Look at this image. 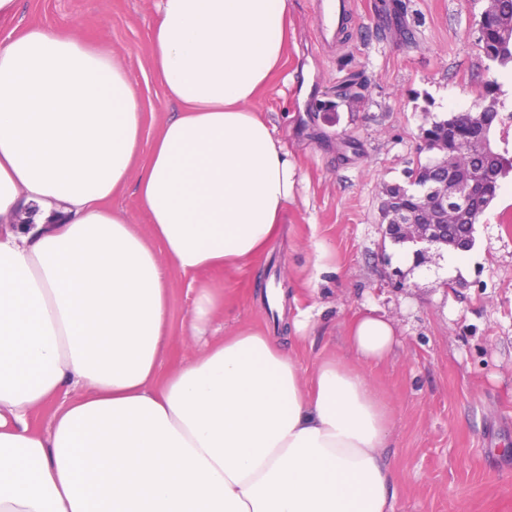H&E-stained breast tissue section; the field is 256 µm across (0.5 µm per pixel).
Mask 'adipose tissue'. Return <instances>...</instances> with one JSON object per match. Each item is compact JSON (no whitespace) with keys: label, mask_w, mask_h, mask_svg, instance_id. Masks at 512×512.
<instances>
[{"label":"adipose tissue","mask_w":512,"mask_h":512,"mask_svg":"<svg viewBox=\"0 0 512 512\" xmlns=\"http://www.w3.org/2000/svg\"><path fill=\"white\" fill-rule=\"evenodd\" d=\"M153 63L178 104L141 167L126 71L35 25L0 43V512H396L391 411L360 368L238 330L169 374V274L243 267L278 236L294 166L256 110L288 0H159ZM135 181L149 236L109 207ZM69 386L46 432L30 415Z\"/></svg>","instance_id":"obj_1"}]
</instances>
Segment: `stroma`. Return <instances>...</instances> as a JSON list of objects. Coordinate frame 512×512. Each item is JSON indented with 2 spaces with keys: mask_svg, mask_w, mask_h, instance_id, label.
I'll return each mask as SVG.
<instances>
[{
  "mask_svg": "<svg viewBox=\"0 0 512 512\" xmlns=\"http://www.w3.org/2000/svg\"><path fill=\"white\" fill-rule=\"evenodd\" d=\"M345 32L316 39L315 0H288V54L257 103L296 167L280 236L251 264L170 276V372L200 350L185 327L198 288L221 289L213 340L238 329L275 336L305 377L357 359L351 320L376 309L398 343L364 373L392 410L384 458L398 512H512V172L475 226L471 248L425 259L386 233L389 185H407L433 118L474 110L486 82L505 106L492 132L512 157V66L489 64L477 21L486 0H350ZM158 0H17L0 43L33 24L79 36L130 75L149 149L176 104L151 57ZM362 104L336 101L349 78Z\"/></svg>",
  "mask_w": 512,
  "mask_h": 512,
  "instance_id": "35a3bbf8",
  "label": "stroma"
}]
</instances>
